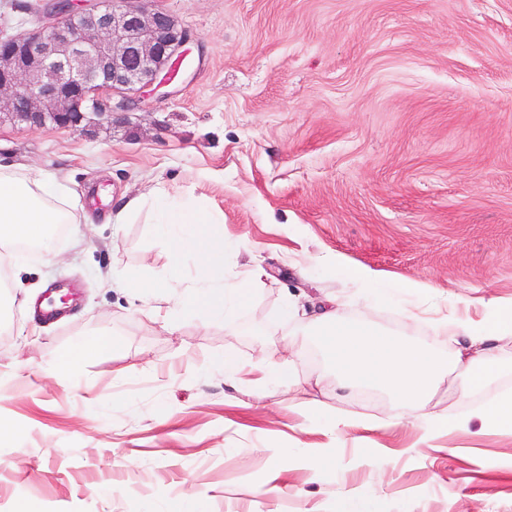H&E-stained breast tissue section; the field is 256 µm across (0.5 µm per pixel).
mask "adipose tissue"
<instances>
[{"label": "adipose tissue", "instance_id": "ef3b65f1", "mask_svg": "<svg viewBox=\"0 0 512 512\" xmlns=\"http://www.w3.org/2000/svg\"><path fill=\"white\" fill-rule=\"evenodd\" d=\"M80 217L67 200V189L40 168L16 169L0 164V261L21 259L20 246L32 243L40 254L52 252L48 234L52 224H76ZM343 272L355 304L366 313L385 304H401L405 319H415V308L406 303L412 295L434 314L437 335L447 337L449 349L440 353L428 345H413L401 334L376 329L366 318L353 321L342 316L335 295L319 293L307 299L292 296L280 309L291 335L317 337L320 346L345 381L384 385L393 397V417L420 422V442L430 445L441 433L456 427L512 426V397L505 395L463 417H449L434 410L437 387L448 377L458 380L455 393L472 394L485 363L512 342V300L482 301V316L473 319L458 313L451 295L429 284L407 280L392 284L366 267H347L330 251L308 256L303 277L315 272ZM285 342L261 344L258 359L264 367V385H297L298 379L284 353Z\"/></svg>", "mask_w": 512, "mask_h": 512}]
</instances>
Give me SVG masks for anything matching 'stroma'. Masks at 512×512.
Wrapping results in <instances>:
<instances>
[{"mask_svg":"<svg viewBox=\"0 0 512 512\" xmlns=\"http://www.w3.org/2000/svg\"><path fill=\"white\" fill-rule=\"evenodd\" d=\"M48 0H0V38L35 30ZM195 36L177 77L141 109L88 135L0 124V163L65 183L83 217L55 241L58 262L8 271L0 323V512H512V427L457 429L418 443L393 422L382 388L342 390L315 339L290 354L324 412L375 422L338 437L280 388L257 408L220 363L254 361L279 340L290 291L340 292L337 276L300 277L292 252L327 249L395 281L460 299L512 298V0H153ZM163 188L206 200L268 272L231 327H165L112 279L169 262L147 211L110 218ZM53 285L74 301L28 315ZM439 345L396 307L369 317ZM119 342L55 365L88 339ZM512 393L494 375L465 399L440 385L454 416ZM373 448L376 458L364 456ZM328 464L313 477L309 452Z\"/></svg>","mask_w":512,"mask_h":512,"instance_id":"obj_1","label":"stroma"}]
</instances>
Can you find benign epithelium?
Here are the masks:
<instances>
[{
    "label": "benign epithelium",
    "mask_w": 512,
    "mask_h": 512,
    "mask_svg": "<svg viewBox=\"0 0 512 512\" xmlns=\"http://www.w3.org/2000/svg\"><path fill=\"white\" fill-rule=\"evenodd\" d=\"M50 21L0 40V120L30 129L110 123L166 85L194 34L151 0H51Z\"/></svg>",
    "instance_id": "obj_1"
}]
</instances>
